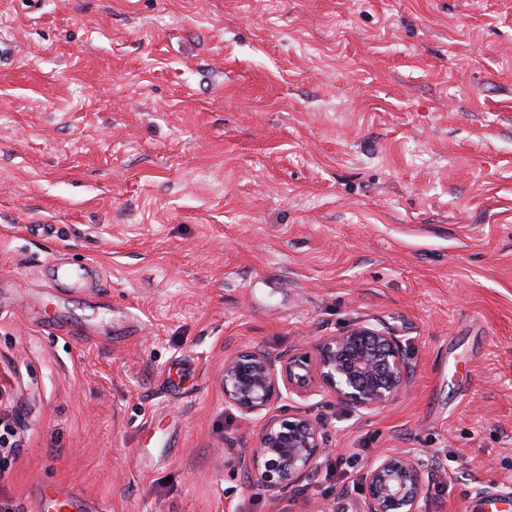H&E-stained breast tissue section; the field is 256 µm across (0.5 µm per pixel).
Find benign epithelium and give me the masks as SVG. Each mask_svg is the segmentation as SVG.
<instances>
[{"instance_id":"benign-epithelium-1","label":"benign epithelium","mask_w":512,"mask_h":512,"mask_svg":"<svg viewBox=\"0 0 512 512\" xmlns=\"http://www.w3.org/2000/svg\"><path fill=\"white\" fill-rule=\"evenodd\" d=\"M410 375L399 337L384 324H356L282 355L256 347L224 358V403L263 421L253 447L241 457L253 489L274 508L328 452L318 420L275 408L283 391L304 398L327 391L355 413L375 411L405 393ZM435 467L433 457L411 449L371 460L363 474L360 512H423Z\"/></svg>"}]
</instances>
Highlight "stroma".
Masks as SVG:
<instances>
[{"instance_id": "35a3bbf8", "label": "stroma", "mask_w": 512, "mask_h": 512, "mask_svg": "<svg viewBox=\"0 0 512 512\" xmlns=\"http://www.w3.org/2000/svg\"><path fill=\"white\" fill-rule=\"evenodd\" d=\"M0 37V512H359L321 469L268 508L219 385L359 322L407 392L279 409L512 512V0H0ZM57 261L100 276L44 307ZM72 506H76L84 512L91 510L84 495L72 488L59 489L49 493L44 490L36 492V507L39 512H50V510L65 512Z\"/></svg>"}]
</instances>
